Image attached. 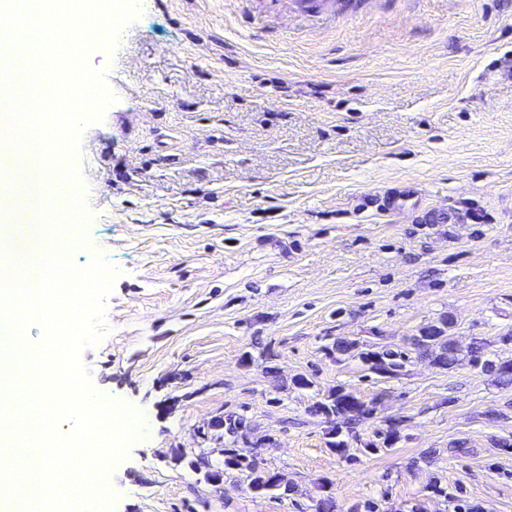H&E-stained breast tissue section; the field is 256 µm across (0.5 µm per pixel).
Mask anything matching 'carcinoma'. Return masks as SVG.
<instances>
[{
    "label": "carcinoma",
    "instance_id": "carcinoma-1",
    "mask_svg": "<svg viewBox=\"0 0 512 512\" xmlns=\"http://www.w3.org/2000/svg\"><path fill=\"white\" fill-rule=\"evenodd\" d=\"M448 325L446 319L436 325L423 328L430 340L411 339L410 346L413 351L420 355H429L440 368L449 369L458 361L459 356L448 347ZM331 352L340 356H356L373 373L378 372V363L386 362L393 368L400 370L404 367L405 361L409 360V351H395L391 349H360L355 342L338 341L334 343ZM308 412L314 416H321L332 423L329 435L332 440L328 441L329 448L340 456L346 455L347 443L339 439L340 431L336 421L344 424H353L369 415L372 408L365 402L358 399L351 392L344 388H336L328 391L316 399L308 408ZM210 426L214 428L217 437L225 435L232 438L231 446L224 449V459L215 469L225 472L227 470L245 471L248 473V488L258 494H271L277 498H283L290 491V485L284 475L278 472H271L258 466L251 449L242 445H236L240 435L246 433L247 428L241 418L218 416L212 420ZM401 438L400 429L389 426L384 431L375 433L374 438L364 442L363 452L367 455L377 454L384 449L393 447ZM213 469V470H215ZM213 470L208 469L204 478L209 480Z\"/></svg>",
    "mask_w": 512,
    "mask_h": 512
}]
</instances>
